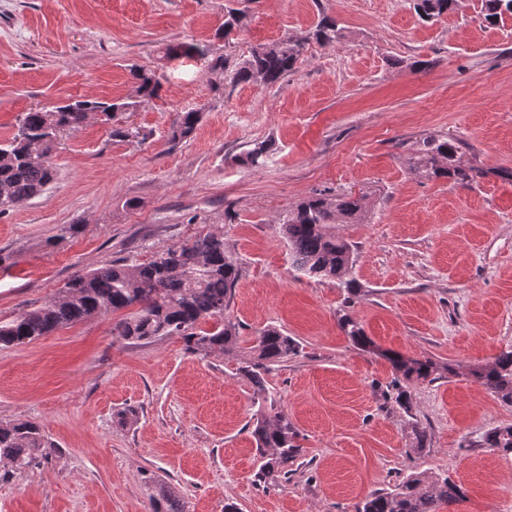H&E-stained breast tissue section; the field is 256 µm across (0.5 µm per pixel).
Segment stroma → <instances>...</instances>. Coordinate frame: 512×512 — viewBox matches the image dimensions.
Returning a JSON list of instances; mask_svg holds the SVG:
<instances>
[{
	"label": "stroma",
	"instance_id": "1",
	"mask_svg": "<svg viewBox=\"0 0 512 512\" xmlns=\"http://www.w3.org/2000/svg\"><path fill=\"white\" fill-rule=\"evenodd\" d=\"M237 0H0V141L19 117L71 99H134L120 140L89 121L52 151L56 179L0 215V320L57 295L78 271L138 264L223 232L241 269L227 316L242 345L265 326L300 344L266 374V406L287 413L303 450L291 479L263 489L248 424L257 410L235 358L186 353L178 337L132 344L109 313L23 345H0V421L34 420L60 452L0 481V512H151L147 477L188 512H354L414 472L462 486L450 512H512V454L485 447L512 405L472 375L512 348V19L488 27L480 0L421 21L413 0H251L248 24L219 38ZM344 37L307 44L272 87L235 83L251 47L304 37L321 17ZM194 43L206 54L167 56ZM225 66H218L217 58ZM156 73L140 97L131 67ZM197 109L175 142L176 113ZM429 136L462 143L486 177L464 189L415 177ZM268 141L262 166L237 156ZM367 195L354 247L359 292L295 272L279 227L315 194ZM78 225L61 236L62 225ZM356 321L374 343L340 329ZM432 376L395 399L391 355ZM133 408L136 423H119ZM427 437L416 451V431ZM199 121V111L189 110L176 113V117L171 126V139L173 141L188 139L194 133Z\"/></svg>",
	"mask_w": 512,
	"mask_h": 512
}]
</instances>
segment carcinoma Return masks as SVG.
I'll list each match as a JSON object with an SVG mask.
<instances>
[{"mask_svg":"<svg viewBox=\"0 0 512 512\" xmlns=\"http://www.w3.org/2000/svg\"><path fill=\"white\" fill-rule=\"evenodd\" d=\"M459 0H414L418 16L428 21L458 6ZM482 22L497 26L512 18V0H481ZM248 14L232 9L224 16V36L242 29ZM343 38L335 20L322 17L308 37H286L270 44L252 47L235 65L230 77L234 83L271 86L292 72L306 44H337ZM138 81V92L154 96L160 88L155 74L131 69ZM135 101L100 102L77 100L52 110L32 109L19 118L12 137L0 142V214L40 194L56 179L51 150L64 131H78L90 115L101 112L105 121L136 109ZM200 121V112L176 113L171 139L186 140ZM270 150L266 141L256 143L239 162L257 167ZM411 171L428 179H446L461 187H471L485 171L461 160L460 143L446 137H428L410 159ZM367 211L366 197L339 194L334 198L311 196L288 211L281 223L283 238L293 269L308 277L336 279L338 287L354 295V248L331 231L334 224H360ZM241 272L224 250V234L208 233L191 242L171 246L152 260L139 265L112 264L89 272H76L59 295L44 305L0 321V345L30 343L59 328L81 323L92 317L121 310L127 314L112 326V334L125 340L149 343L165 337L182 339L189 354L207 356L213 352L237 357V374L251 385L254 394L266 391L265 374L270 366L288 360L299 351L296 339L275 326L257 332L251 346L240 349L239 324L225 317ZM210 324L204 329L202 323ZM340 328L361 348L372 340L355 321L339 320ZM400 377L395 379L396 400L410 408V396L401 381L425 380L433 364L416 360L407 367L393 360ZM473 376L494 396L512 404V349L504 350L494 361L473 371ZM251 434L261 455L256 482L266 489L288 480L301 455L295 444L296 431L288 415L277 412L273 419L255 414ZM483 443L505 454L512 453V425L497 427L483 436ZM60 452L31 421L0 422V480L28 468L41 458L49 460ZM151 512H187L185 503L165 484L149 478ZM463 488L448 477L411 474L391 488L375 492L355 506V512H440L444 506L462 501Z\"/></svg>","mask_w":512,"mask_h":512,"instance_id":"carcinoma-1","label":"carcinoma"}]
</instances>
